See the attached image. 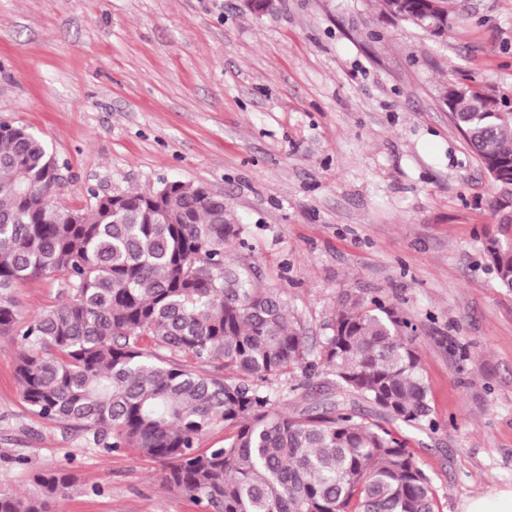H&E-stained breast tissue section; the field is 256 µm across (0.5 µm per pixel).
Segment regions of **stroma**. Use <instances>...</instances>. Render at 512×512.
Instances as JSON below:
<instances>
[{"label":"stroma","mask_w":512,"mask_h":512,"mask_svg":"<svg viewBox=\"0 0 512 512\" xmlns=\"http://www.w3.org/2000/svg\"><path fill=\"white\" fill-rule=\"evenodd\" d=\"M436 36L379 0H0V120L44 136L62 202L164 181L223 196L236 265L319 347L377 296L415 327L434 427L395 422L439 512L512 488V290L488 268L497 190L449 118L461 75L512 94V0H449ZM0 336V490L75 488L51 512H203L162 463L108 454L22 399ZM289 414L351 403L334 376L275 378Z\"/></svg>","instance_id":"35a3bbf8"}]
</instances>
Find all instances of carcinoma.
<instances>
[{
  "mask_svg": "<svg viewBox=\"0 0 512 512\" xmlns=\"http://www.w3.org/2000/svg\"><path fill=\"white\" fill-rule=\"evenodd\" d=\"M390 15L439 32L448 0H382ZM450 116L505 212L484 242L512 290V97L464 78ZM59 163L37 133L0 121V335L19 344L15 374L38 417L89 436L108 453L165 466L166 484L206 512H436L435 492L388 427L432 424L415 327L377 297L336 312L319 362L366 405L290 416L272 378L311 377L307 337L280 295L241 275L224 198L190 182L161 194L61 201ZM242 287H224V272ZM41 277L57 303L19 325L13 291ZM167 354H162V351ZM205 365L215 373L200 369ZM224 374H218V371ZM236 431L201 448L217 427ZM39 497L0 492V512H49L74 477L38 474Z\"/></svg>",
  "mask_w": 512,
  "mask_h": 512,
  "instance_id": "obj_1",
  "label": "carcinoma"
}]
</instances>
